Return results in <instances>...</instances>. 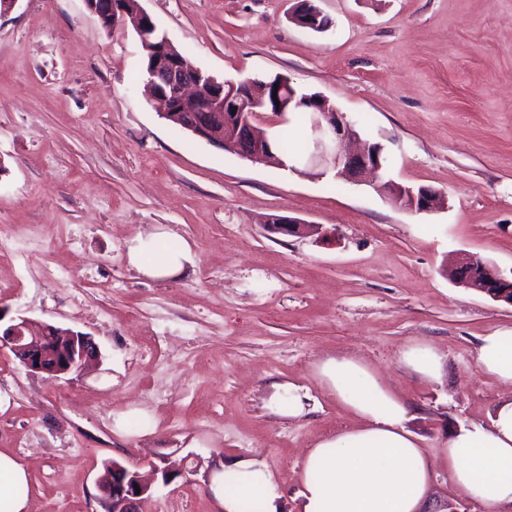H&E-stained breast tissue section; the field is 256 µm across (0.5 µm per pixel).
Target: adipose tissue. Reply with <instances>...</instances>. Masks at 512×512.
Wrapping results in <instances>:
<instances>
[{"label":"adipose tissue","instance_id":"ef3b65f1","mask_svg":"<svg viewBox=\"0 0 512 512\" xmlns=\"http://www.w3.org/2000/svg\"><path fill=\"white\" fill-rule=\"evenodd\" d=\"M129 263L152 279L181 275L189 244L162 230L138 236ZM476 361L486 374L512 387V328L481 337ZM317 375L358 417L357 427L318 440L303 463L301 512H425L435 464L444 465L462 493L485 512H512V396L495 407L488 424L459 428L431 460L407 427L409 410L376 374L355 358H330ZM210 490L221 512H281L282 493L268 467L254 459L218 465ZM23 465L0 451V512H29Z\"/></svg>","mask_w":512,"mask_h":512}]
</instances>
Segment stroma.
I'll use <instances>...</instances> for the list:
<instances>
[{"mask_svg": "<svg viewBox=\"0 0 512 512\" xmlns=\"http://www.w3.org/2000/svg\"><path fill=\"white\" fill-rule=\"evenodd\" d=\"M141 4L193 66L288 76L381 145L386 177L446 204L417 213L218 149L148 101L133 30L103 28L83 0H18L0 15V233L16 241L0 307L101 352L55 379L0 351V450L27 470L33 512H104L96 481L114 460L176 471L140 512H218L210 475L229 459L265 463L299 512L306 450L357 424L317 376L331 357L366 363L430 456L487 422L512 388L480 371L477 343L512 326V306L448 269L466 254L512 277V0H319L324 32L291 20L295 0ZM260 119L307 154L301 114ZM274 214L325 235L268 232ZM160 228L190 243L187 275L129 264V241ZM413 344L442 356L440 380L401 364ZM288 383L301 415L271 403Z\"/></svg>", "mask_w": 512, "mask_h": 512, "instance_id": "35a3bbf8", "label": "stroma"}]
</instances>
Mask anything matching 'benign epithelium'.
Instances as JSON below:
<instances>
[{"label": "benign epithelium", "instance_id": "1", "mask_svg": "<svg viewBox=\"0 0 512 512\" xmlns=\"http://www.w3.org/2000/svg\"><path fill=\"white\" fill-rule=\"evenodd\" d=\"M84 3L104 28H130L146 44L157 30L153 18L141 6L128 12L120 7L122 0H84ZM322 17L324 14L317 0H296L292 12L295 23L324 31L326 26L318 23ZM153 52L156 59L149 71L147 87L150 97L162 105L163 116L179 117L185 130L243 159L296 170V166L286 165L277 155L270 135L258 120V113L241 111L242 104L249 100L263 102L268 88L259 91L252 80L219 82L204 76L202 70L190 66L174 50L173 43L164 34ZM297 98L298 92L288 77H280L277 87L279 104L275 112L285 116L293 110ZM307 103V126L312 146L307 161L324 167L326 172H334L336 179L351 183L363 181L368 174L380 176L382 148L372 145L357 151L345 150V143L359 138L355 126L319 95L307 99ZM377 189L416 212L433 211L444 202L441 194L429 188L415 189L392 180L380 182ZM264 224L272 233L298 237L321 234L320 225L290 217L270 215ZM451 276L460 286L473 288L512 306V278L502 276L488 262L463 257ZM5 349L28 370L51 377L80 373L100 358L99 347L90 335L52 324L35 327L23 317H7V311L0 308V350ZM152 484L153 481L138 471L112 461V493L104 494L106 512H139L140 503L151 493Z\"/></svg>", "mask_w": 512, "mask_h": 512}]
</instances>
